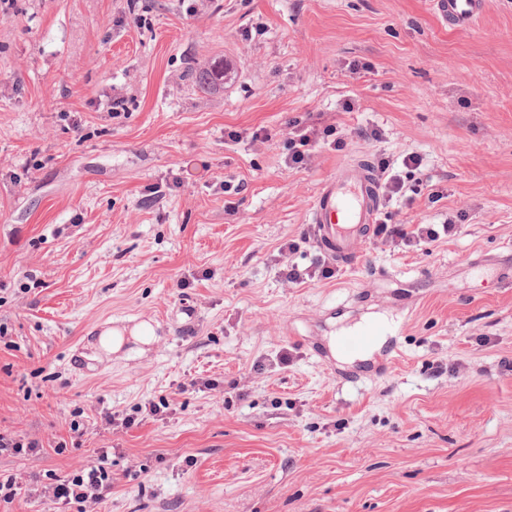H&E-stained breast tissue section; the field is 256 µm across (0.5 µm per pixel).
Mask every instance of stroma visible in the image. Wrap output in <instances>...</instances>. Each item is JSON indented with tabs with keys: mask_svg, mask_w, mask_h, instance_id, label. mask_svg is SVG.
<instances>
[{
	"mask_svg": "<svg viewBox=\"0 0 512 512\" xmlns=\"http://www.w3.org/2000/svg\"><path fill=\"white\" fill-rule=\"evenodd\" d=\"M293 120L344 148L286 164ZM351 157L399 163L382 219L456 234L315 276L309 212ZM366 316L383 345L335 357ZM0 433L39 443L0 453V512H52L102 455L110 490L67 512H512V0L467 30L431 0H15Z\"/></svg>",
	"mask_w": 512,
	"mask_h": 512,
	"instance_id": "35a3bbf8",
	"label": "stroma"
}]
</instances>
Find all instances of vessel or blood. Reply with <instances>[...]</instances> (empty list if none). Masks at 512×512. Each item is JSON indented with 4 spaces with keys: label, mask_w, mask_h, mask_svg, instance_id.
<instances>
[{
    "label": "vessel or blood",
    "mask_w": 512,
    "mask_h": 512,
    "mask_svg": "<svg viewBox=\"0 0 512 512\" xmlns=\"http://www.w3.org/2000/svg\"><path fill=\"white\" fill-rule=\"evenodd\" d=\"M432 4L443 23L461 29L474 22L484 0H432ZM379 206L378 179L369 162L341 164L323 184L310 211L316 245L328 259L353 264L370 236ZM381 333V327L371 325L341 337L337 347L352 356L372 346Z\"/></svg>",
    "instance_id": "vessel-or-blood-1"
}]
</instances>
